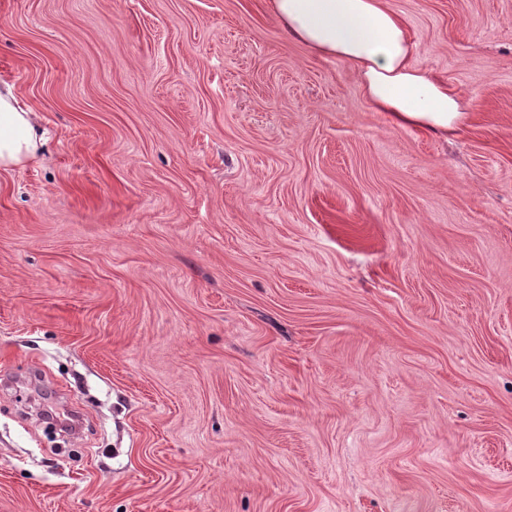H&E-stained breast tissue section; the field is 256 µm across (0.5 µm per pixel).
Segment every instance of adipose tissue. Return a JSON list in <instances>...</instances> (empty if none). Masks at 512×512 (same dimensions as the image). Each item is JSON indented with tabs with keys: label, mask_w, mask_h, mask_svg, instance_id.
Segmentation results:
<instances>
[{
	"label": "adipose tissue",
	"mask_w": 512,
	"mask_h": 512,
	"mask_svg": "<svg viewBox=\"0 0 512 512\" xmlns=\"http://www.w3.org/2000/svg\"><path fill=\"white\" fill-rule=\"evenodd\" d=\"M270 8L289 39L349 63L367 105L393 125L444 138L467 122L462 98L414 63L407 24L387 0H270ZM45 142L35 112L0 79V171L34 161Z\"/></svg>",
	"instance_id": "obj_1"
}]
</instances>
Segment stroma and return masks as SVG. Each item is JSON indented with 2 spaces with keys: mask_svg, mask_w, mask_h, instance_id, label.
I'll return each mask as SVG.
<instances>
[{
  "mask_svg": "<svg viewBox=\"0 0 512 512\" xmlns=\"http://www.w3.org/2000/svg\"><path fill=\"white\" fill-rule=\"evenodd\" d=\"M393 126L268 0H0V512H512V0H389ZM18 103L14 84L0 79V171L34 161L46 143L36 112Z\"/></svg>",
  "mask_w": 512,
  "mask_h": 512,
  "instance_id": "stroma-1",
  "label": "stroma"
}]
</instances>
